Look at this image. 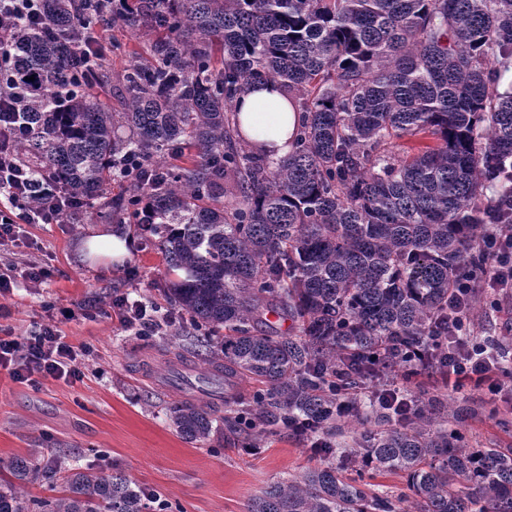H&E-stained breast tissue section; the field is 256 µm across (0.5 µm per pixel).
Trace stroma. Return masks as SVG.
<instances>
[{"label": "stroma", "mask_w": 512, "mask_h": 512, "mask_svg": "<svg viewBox=\"0 0 512 512\" xmlns=\"http://www.w3.org/2000/svg\"><path fill=\"white\" fill-rule=\"evenodd\" d=\"M85 217L78 224H18V239L0 249V259L39 262L48 273L41 285L16 278L0 295V326L25 336L55 323L66 341L85 349L79 377L47 378L30 386L0 369V457L29 456L40 449L37 466L63 452L84 470L120 471L137 485L160 492L174 512H246L253 497L271 482L328 462L310 440L285 431L256 439L213 429L202 442L184 439L169 420V408L184 394L166 379L163 367L194 358L157 336L124 327L109 306L113 297L135 293L160 314L171 307L160 290L164 266L146 249L136 225H122L134 245L119 259L80 254L83 240L100 228ZM478 337L505 338L512 345V297L475 318ZM410 390L452 401L473 414L461 426L467 439L488 446L512 444V390L493 395L468 387L442 388L430 373L412 378Z\"/></svg>", "instance_id": "35a3bbf8"}]
</instances>
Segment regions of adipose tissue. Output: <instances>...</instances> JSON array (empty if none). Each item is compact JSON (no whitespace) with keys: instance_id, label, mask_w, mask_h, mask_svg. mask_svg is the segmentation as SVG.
Wrapping results in <instances>:
<instances>
[{"instance_id":"ef3b65f1","label":"adipose tissue","mask_w":512,"mask_h":512,"mask_svg":"<svg viewBox=\"0 0 512 512\" xmlns=\"http://www.w3.org/2000/svg\"><path fill=\"white\" fill-rule=\"evenodd\" d=\"M242 141L263 151L271 160L288 155L302 123V113L294 98L279 83L252 85L235 100Z\"/></svg>"}]
</instances>
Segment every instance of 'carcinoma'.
<instances>
[{
    "mask_svg": "<svg viewBox=\"0 0 512 512\" xmlns=\"http://www.w3.org/2000/svg\"><path fill=\"white\" fill-rule=\"evenodd\" d=\"M105 24L148 37L117 74ZM9 42L0 92L22 93L27 115L14 160L92 216L147 232L180 316L168 341L219 389L260 384L245 412L175 403L178 433L363 426L340 464L273 482L248 512H512V446H468L435 424L447 403L421 392L401 419L360 393L435 367L455 286L487 264L488 225L512 233V0H42L41 23L14 24ZM262 81L304 113L277 162L246 148L235 119L236 96ZM114 82L119 110L95 93ZM395 137L413 153L390 151ZM483 302L476 290L455 312L464 330ZM368 469L403 475L404 491L373 488ZM2 471L0 512H146L157 499L65 453L42 470L0 458ZM33 474L62 494L27 496Z\"/></svg>",
    "mask_w": 512,
    "mask_h": 512,
    "instance_id": "obj_1",
    "label": "carcinoma"
}]
</instances>
